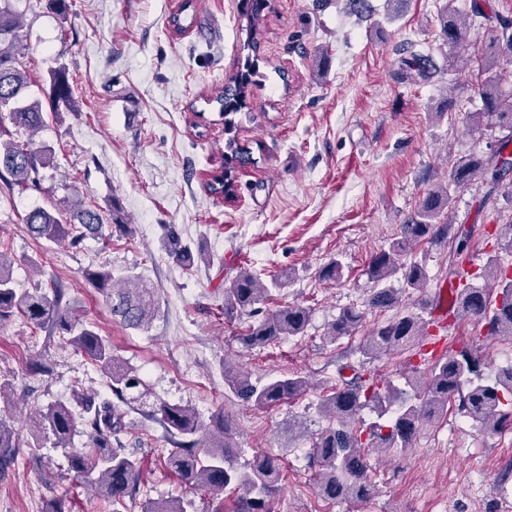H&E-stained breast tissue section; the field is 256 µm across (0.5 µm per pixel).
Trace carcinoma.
Returning <instances> with one entry per match:
<instances>
[{
    "mask_svg": "<svg viewBox=\"0 0 512 512\" xmlns=\"http://www.w3.org/2000/svg\"><path fill=\"white\" fill-rule=\"evenodd\" d=\"M245 19L248 33L247 57L249 73L256 72L259 51V26L267 0H249ZM494 30L495 52L512 61V20H498ZM21 18L11 0H0V112L6 110L13 124L26 131L36 132L44 123L42 106L35 99L21 102L22 93L30 85V77L21 61ZM440 33L452 50L462 46L470 37L468 22L456 14H444ZM427 57L415 52L403 59V65L413 69L422 78L439 72L435 63L423 69ZM249 80L240 76L230 79L224 88L208 99L219 105L224 126L232 127L230 115L245 105ZM484 111L479 117L487 125L505 132L496 142V148L486 156H472L457 163L453 170L455 186L466 184L480 173L498 183L512 175V153H506L512 144V94L503 95L497 76L486 77L481 84ZM53 102L69 105L73 87L68 74L60 69L53 75L51 88ZM0 131V183L5 188L27 189L37 183L39 171L54 161L51 150L33 147L32 140L24 142L4 139ZM225 168L212 175L209 189L216 195L224 194L225 183L232 182L236 169L253 162L251 152L235 141L227 143ZM451 194L442 185L434 187L411 221L404 225L401 237L389 248L377 253L368 267L369 279L374 284L368 306L380 311L399 305V292L387 286L397 277L403 287L421 290L427 286V274L418 262H403L401 257L413 245L424 240H437L452 232L447 211ZM109 226L119 233L133 234V225L124 218L121 203L114 198L109 205ZM31 234L39 239L57 243L70 240L77 246L89 234L97 233L104 225L99 210L76 200L59 205L53 210L36 207L25 217ZM164 246L177 262L185 267L195 264L190 248L182 245L175 225L165 227ZM490 275L496 276L498 287L480 288L471 283L460 290L459 308L487 329L486 337L512 338V270L502 265L497 255L490 257ZM343 275L339 260H331L320 270L325 282H338ZM85 280L110 304L112 316L134 330H145L151 323L156 305V290L131 275L119 277L106 266L84 270ZM269 297V288L261 275L244 269L224 289V319L232 321L263 314L262 305ZM16 316L28 323L60 337L88 358L108 379L112 396L75 389L67 402L50 405L39 413L36 426L50 430L57 444L63 448L71 444L77 426L84 427L89 442L84 451L68 455V470L81 483L98 490L112 503V512H120L125 499L135 496L141 471V460L112 444V439L125 431V417L132 409L133 400L141 397L143 381L137 371L120 359L112 343L101 335L97 326L77 317L67 303V285L60 279L51 280L47 291L20 292L13 285L11 263L0 253V325ZM364 312L355 307L342 309L331 323L328 336L336 340L349 336L362 323ZM310 310L300 305H288L275 310L255 322L246 324L237 340L246 348L264 347L286 338L301 336L310 323ZM429 322L414 312L396 315L373 327L363 355L371 360L386 352L414 345L426 333ZM406 383L415 390L416 402H396L398 389L393 385L382 388L372 378L355 373L340 377V383L323 399L319 410L329 419L328 426L317 433L307 455L308 466L314 473L319 493L326 501L355 503L368 499L373 491L369 477V459L366 448L379 445L408 448L422 426L433 420L450 403L464 416L480 424L491 433L512 428V364L491 375L485 374L479 347H463L435 361L425 374L413 371ZM224 386L234 396L258 407L290 403L301 398L310 388L299 375L276 378L264 385L250 381L247 373L236 368H224ZM377 412V421L369 427L359 425L358 414L365 407ZM177 451L162 458L165 467L184 483L214 493L241 492L236 512H274L275 495L283 480L281 463L270 455H257L252 461L238 464V448L233 444L232 428L219 411L209 422L189 406L162 403L148 413ZM20 440L6 421L0 418V449L4 458L15 455Z\"/></svg>",
    "mask_w": 512,
    "mask_h": 512,
    "instance_id": "obj_1",
    "label": "carcinoma"
}]
</instances>
